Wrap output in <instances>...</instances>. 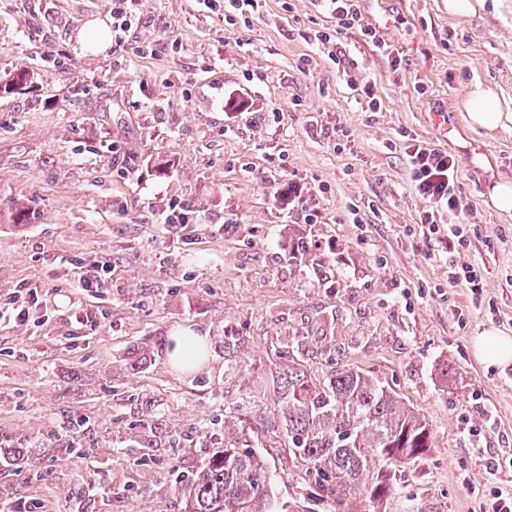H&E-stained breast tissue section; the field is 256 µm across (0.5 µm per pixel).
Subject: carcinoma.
<instances>
[{
    "instance_id": "obj_1",
    "label": "carcinoma",
    "mask_w": 512,
    "mask_h": 512,
    "mask_svg": "<svg viewBox=\"0 0 512 512\" xmlns=\"http://www.w3.org/2000/svg\"><path fill=\"white\" fill-rule=\"evenodd\" d=\"M242 343L232 326H224L225 367L238 368ZM277 387L279 409L261 430L287 440L305 473L338 496L361 490L372 498L386 495L390 485L373 479V463L412 458L430 447L426 419L359 368L336 369L319 384L290 363L278 373ZM272 484L273 475L252 455L226 447L179 489L182 512H244Z\"/></svg>"
}]
</instances>
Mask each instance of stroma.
<instances>
[{"label": "stroma", "instance_id": "1", "mask_svg": "<svg viewBox=\"0 0 512 512\" xmlns=\"http://www.w3.org/2000/svg\"><path fill=\"white\" fill-rule=\"evenodd\" d=\"M360 7L400 65L357 29L315 42L336 26L321 0L245 15L142 0L124 49L97 54L81 34L111 26L112 0H0V77L30 73L0 94V296L28 284L52 300L0 327V507L180 512L179 479L236 443L279 475L247 512H488L491 488L512 494V362L486 366L472 345L512 336V213L487 204L512 180V123L475 130L462 109L476 82L512 105V0L472 16L448 0ZM231 100L247 113L230 117ZM410 137L459 161L480 296L422 236ZM291 174L323 186L318 223L273 207ZM161 201L209 220L156 223ZM297 235L302 264L282 247ZM75 262L110 266L96 296L73 288ZM85 305L95 325L76 320ZM228 324L244 338L235 373ZM179 331L208 336L199 369L167 360ZM289 358L317 381L369 371L428 421L423 454L375 462L391 492L336 501L261 431ZM243 343V338L239 336L233 326L224 327V366L227 369L235 370L238 368L237 351Z\"/></svg>", "mask_w": 512, "mask_h": 512}]
</instances>
